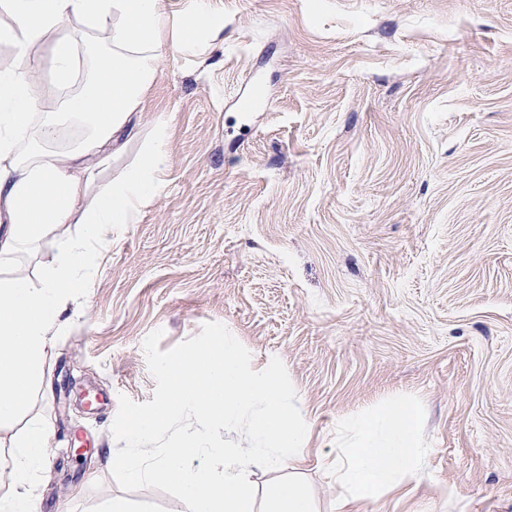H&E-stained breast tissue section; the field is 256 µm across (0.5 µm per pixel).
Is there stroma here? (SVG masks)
Returning <instances> with one entry per match:
<instances>
[{
  "instance_id": "1",
  "label": "stroma",
  "mask_w": 512,
  "mask_h": 512,
  "mask_svg": "<svg viewBox=\"0 0 512 512\" xmlns=\"http://www.w3.org/2000/svg\"><path fill=\"white\" fill-rule=\"evenodd\" d=\"M220 32L167 29L138 134L169 126L161 190L91 239L27 420L51 436L37 512H184L111 475L118 398L152 400L160 350L223 323L253 367L284 363L312 431L299 471L249 465L254 508L288 477L336 512L343 416L422 407L417 475L367 512H512V0L198 2ZM262 107L238 111L240 96Z\"/></svg>"
}]
</instances>
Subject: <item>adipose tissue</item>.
<instances>
[{
	"label": "adipose tissue",
	"instance_id": "adipose-tissue-1",
	"mask_svg": "<svg viewBox=\"0 0 512 512\" xmlns=\"http://www.w3.org/2000/svg\"><path fill=\"white\" fill-rule=\"evenodd\" d=\"M14 19L0 26V43L15 50L12 66L0 69V263L24 247L53 237L58 263L40 287L21 268L0 279V424L18 418L32 393L49 390L42 356L60 320L64 298L85 287L91 263L72 224L130 223L138 207L158 190L155 178L166 160L169 128L157 123L141 162L101 190L90 207L82 194L94 190L100 169L109 167L137 134L142 104L156 77L159 36L167 20L158 0H0ZM104 35L108 47L90 55L87 90L67 97L64 111L35 115L31 86L42 65L36 50L49 45L59 87L73 83L78 49ZM78 120L87 135L77 150L94 166L74 165L49 151L62 125ZM421 408L396 398L375 411L342 418L349 430L346 450L336 459V480L346 489L338 512L375 499L417 471L426 450L419 433ZM49 429L29 423L9 454L11 491L0 512H35L30 487L41 473Z\"/></svg>",
	"mask_w": 512,
	"mask_h": 512
}]
</instances>
